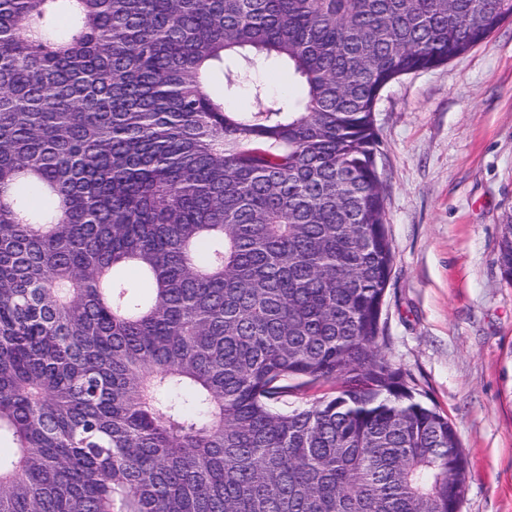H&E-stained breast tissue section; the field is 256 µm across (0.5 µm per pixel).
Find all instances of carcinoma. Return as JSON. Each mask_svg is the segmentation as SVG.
Masks as SVG:
<instances>
[{
	"instance_id": "obj_1",
	"label": "carcinoma",
	"mask_w": 512,
	"mask_h": 512,
	"mask_svg": "<svg viewBox=\"0 0 512 512\" xmlns=\"http://www.w3.org/2000/svg\"><path fill=\"white\" fill-rule=\"evenodd\" d=\"M508 19L0 0V512H459L456 427L379 344L374 112ZM243 82L251 108H227ZM497 262L512 282V212ZM291 380L335 392L292 407ZM252 74L253 79L264 86L270 97L280 98L289 90L288 69L279 63L256 69Z\"/></svg>"
}]
</instances>
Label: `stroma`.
Returning a JSON list of instances; mask_svg holds the SVG:
<instances>
[{
	"label": "stroma",
	"instance_id": "1",
	"mask_svg": "<svg viewBox=\"0 0 512 512\" xmlns=\"http://www.w3.org/2000/svg\"><path fill=\"white\" fill-rule=\"evenodd\" d=\"M393 267L382 351L455 424L461 512H512V21L389 84L374 114ZM497 262L502 276L512 282V212L503 220Z\"/></svg>",
	"mask_w": 512,
	"mask_h": 512
}]
</instances>
